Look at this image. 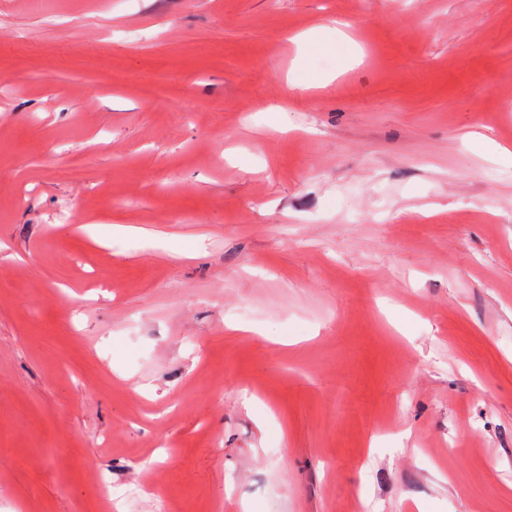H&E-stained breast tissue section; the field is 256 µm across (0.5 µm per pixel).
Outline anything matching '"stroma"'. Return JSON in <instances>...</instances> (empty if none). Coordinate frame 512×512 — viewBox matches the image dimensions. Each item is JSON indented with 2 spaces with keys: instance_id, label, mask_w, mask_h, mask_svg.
I'll return each instance as SVG.
<instances>
[{
  "instance_id": "1",
  "label": "stroma",
  "mask_w": 512,
  "mask_h": 512,
  "mask_svg": "<svg viewBox=\"0 0 512 512\" xmlns=\"http://www.w3.org/2000/svg\"><path fill=\"white\" fill-rule=\"evenodd\" d=\"M477 140L512 0H0V512H512Z\"/></svg>"
}]
</instances>
